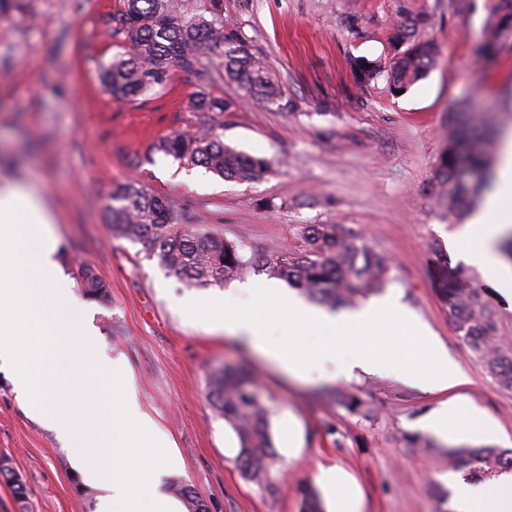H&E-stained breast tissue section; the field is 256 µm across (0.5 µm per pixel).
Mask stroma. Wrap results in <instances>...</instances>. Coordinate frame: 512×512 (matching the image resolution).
<instances>
[{"label":"stroma","instance_id":"35a3bbf8","mask_svg":"<svg viewBox=\"0 0 512 512\" xmlns=\"http://www.w3.org/2000/svg\"><path fill=\"white\" fill-rule=\"evenodd\" d=\"M221 4L226 35L264 61L287 109L243 99L228 78L201 85L177 67L158 93L114 101L99 66L120 53L121 40L103 35L101 18L121 0H0V184L36 189L53 209L57 259L76 297L93 307L100 352L126 359L142 409L174 448L166 493L184 485L207 512H299V487L336 466L354 477L363 512H437L448 491V447L418 427L434 407L464 396L496 427V447L512 448V392L456 332L434 269L447 259L452 288L486 281L458 257L462 225L432 197L453 106L468 103L497 135L512 131V42L491 60L480 52L489 0ZM420 13L431 18L424 34L440 49L437 66L400 96L382 79L359 86L348 58L390 57L394 27ZM203 89L230 110L197 112L191 101ZM174 131L217 134L271 169L240 183L179 165L153 150ZM128 179L189 206L199 223L221 225L226 239L269 251L300 245L306 225H336L389 258L385 295L429 328L468 383L430 392L385 371L298 380L244 340L213 332L186 307L223 296L222 287L186 286L140 245L113 238L105 208ZM85 268L103 280L104 295L86 293ZM227 365L246 366L269 408L275 455L260 485L243 477L237 436L208 399L213 373ZM332 390L351 393L356 404L330 399ZM290 417L302 431L294 455L281 436ZM97 495L1 369L0 512H95Z\"/></svg>","mask_w":512,"mask_h":512}]
</instances>
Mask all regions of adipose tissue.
<instances>
[{
    "instance_id": "ef3b65f1",
    "label": "adipose tissue",
    "mask_w": 512,
    "mask_h": 512,
    "mask_svg": "<svg viewBox=\"0 0 512 512\" xmlns=\"http://www.w3.org/2000/svg\"><path fill=\"white\" fill-rule=\"evenodd\" d=\"M499 186L488 197L484 215L460 234L455 248L466 262L481 266L491 285L512 301V265L501 261L495 245L512 228V138L503 145ZM55 221L45 198L20 186L0 189V362L12 370L15 390L32 413L65 440L82 481L100 489L96 512H180L178 502L160 488L164 468L175 458L156 421L138 402L130 371L122 359L100 355L84 324L85 308L74 306L71 282L59 272ZM49 360L35 364L32 349ZM66 367L70 400L80 402L93 389L92 375L103 378L112 395V413L90 438L92 418L80 409L61 413L41 394L40 381L55 364ZM441 441L495 436L492 426L461 397L442 402L422 421ZM148 448L151 458L136 457ZM315 481L325 512H361L362 497L341 468H320ZM453 512H512V471L487 481L450 480Z\"/></svg>"
}]
</instances>
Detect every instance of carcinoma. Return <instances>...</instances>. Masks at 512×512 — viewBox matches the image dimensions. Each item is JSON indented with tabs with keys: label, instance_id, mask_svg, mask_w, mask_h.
<instances>
[{
	"label": "carcinoma",
	"instance_id": "cac0c4a2",
	"mask_svg": "<svg viewBox=\"0 0 512 512\" xmlns=\"http://www.w3.org/2000/svg\"><path fill=\"white\" fill-rule=\"evenodd\" d=\"M107 35L124 36L123 52L102 66L99 79L116 101H135L164 87L177 65L204 84L236 81L244 94L269 106L284 107L283 92L264 64L242 42L224 33L221 0H123L106 14ZM428 15L414 17L391 33L395 54L384 66L351 58L357 82L369 85L385 79L391 93L406 92L425 79L438 62L439 48L421 31ZM481 50L495 52L512 38V0H491ZM192 105L201 112H224V99L196 93ZM153 149L181 165L201 166L226 180L252 182L269 162L224 144L216 134L174 133ZM494 143L475 134L459 120L451 123L433 173L434 196L444 214L461 217L482 202L489 183ZM105 223L112 237L142 246L145 257L157 260L168 275L194 287L221 286L252 269L281 277L310 301L331 310L352 306L380 287L389 270L385 256L337 232L334 224H310L301 234L303 248L270 252L245 247L224 238L219 226L193 223L191 209L151 194L133 181L119 183L106 207ZM91 295H103L104 282L92 271L81 275ZM456 331L470 345L484 368L512 391V349L495 344V312L475 288L458 289L448 304ZM214 409L235 431L240 443L238 462L243 476L261 483L272 459L269 410L251 376L227 365L210 387ZM448 464L471 475L491 477L512 469V449L457 448L448 451ZM300 512H323L317 492L299 489Z\"/></svg>",
	"mask_w": 512,
	"mask_h": 512
}]
</instances>
